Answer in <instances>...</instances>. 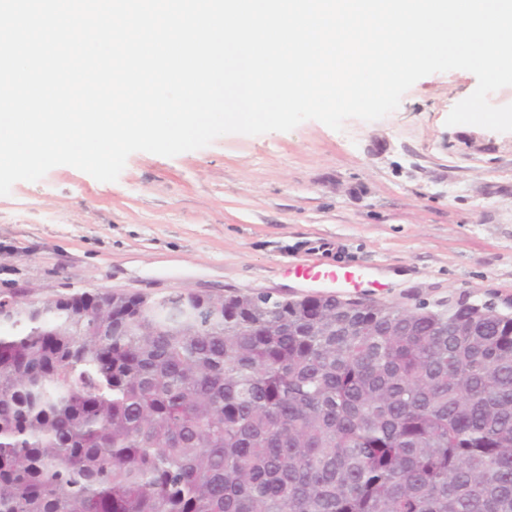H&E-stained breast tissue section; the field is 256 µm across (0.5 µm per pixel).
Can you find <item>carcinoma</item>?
<instances>
[{"instance_id": "obj_1", "label": "carcinoma", "mask_w": 512, "mask_h": 512, "mask_svg": "<svg viewBox=\"0 0 512 512\" xmlns=\"http://www.w3.org/2000/svg\"><path fill=\"white\" fill-rule=\"evenodd\" d=\"M0 323V512H512V314L96 292Z\"/></svg>"}]
</instances>
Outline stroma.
Returning a JSON list of instances; mask_svg holds the SVG:
<instances>
[{"instance_id": "35a3bbf8", "label": "stroma", "mask_w": 512, "mask_h": 512, "mask_svg": "<svg viewBox=\"0 0 512 512\" xmlns=\"http://www.w3.org/2000/svg\"><path fill=\"white\" fill-rule=\"evenodd\" d=\"M477 86L418 80L397 110L335 131L227 134L174 157L131 154L117 181L70 166L0 196V293H317L284 275L337 260L377 299L442 308L512 297V132L446 125Z\"/></svg>"}]
</instances>
